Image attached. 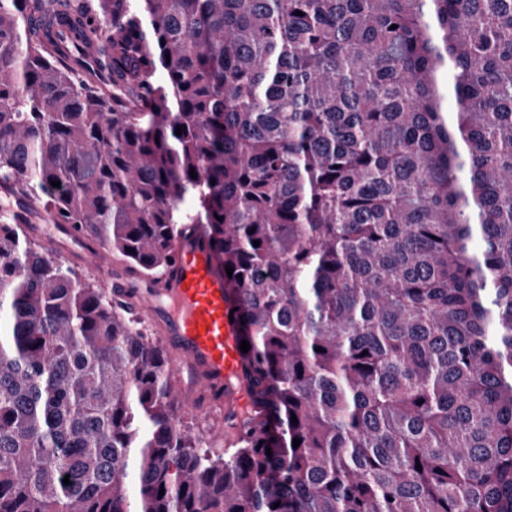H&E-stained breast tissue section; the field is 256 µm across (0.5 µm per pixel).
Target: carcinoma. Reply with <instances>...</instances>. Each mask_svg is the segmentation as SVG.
I'll return each instance as SVG.
<instances>
[{
	"label": "carcinoma",
	"mask_w": 512,
	"mask_h": 512,
	"mask_svg": "<svg viewBox=\"0 0 512 512\" xmlns=\"http://www.w3.org/2000/svg\"><path fill=\"white\" fill-rule=\"evenodd\" d=\"M0 192L133 279L203 227L254 405L5 221L0 512H512V0H0Z\"/></svg>",
	"instance_id": "obj_1"
}]
</instances>
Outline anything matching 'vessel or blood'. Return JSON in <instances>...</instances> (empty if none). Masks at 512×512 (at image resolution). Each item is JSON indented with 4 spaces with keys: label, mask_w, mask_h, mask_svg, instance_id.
Masks as SVG:
<instances>
[{
    "label": "vessel or blood",
    "mask_w": 512,
    "mask_h": 512,
    "mask_svg": "<svg viewBox=\"0 0 512 512\" xmlns=\"http://www.w3.org/2000/svg\"><path fill=\"white\" fill-rule=\"evenodd\" d=\"M82 256L103 282L132 296L137 311L157 324L163 343L178 350L181 361L173 365V374L189 373L209 401L226 402L238 412L250 408L240 349L242 313L204 230L178 236L159 281L140 289L132 288L101 246L84 244Z\"/></svg>",
    "instance_id": "b4317fda"
}]
</instances>
